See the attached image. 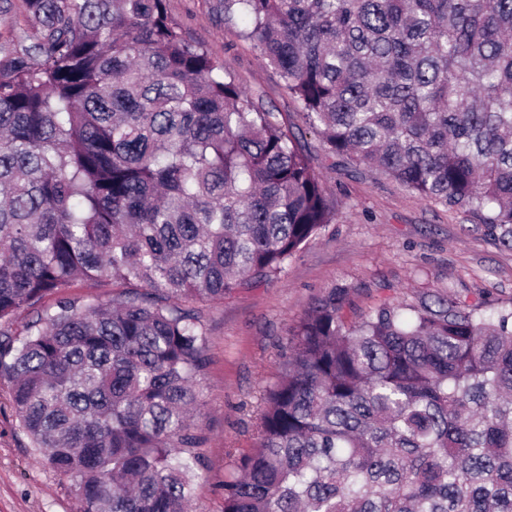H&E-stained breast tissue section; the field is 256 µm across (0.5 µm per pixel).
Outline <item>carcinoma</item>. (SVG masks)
<instances>
[{
	"label": "carcinoma",
	"instance_id": "1",
	"mask_svg": "<svg viewBox=\"0 0 512 512\" xmlns=\"http://www.w3.org/2000/svg\"><path fill=\"white\" fill-rule=\"evenodd\" d=\"M166 2L23 0L36 42L0 65V397L82 512H188L193 305L280 276L336 217L295 134ZM218 8L326 158L512 248V0ZM102 280L112 297L70 293ZM344 305L333 288L294 326L224 512H512V306Z\"/></svg>",
	"mask_w": 512,
	"mask_h": 512
}]
</instances>
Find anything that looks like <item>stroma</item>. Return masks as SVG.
Wrapping results in <instances>:
<instances>
[{"instance_id":"obj_1","label":"stroma","mask_w":512,"mask_h":512,"mask_svg":"<svg viewBox=\"0 0 512 512\" xmlns=\"http://www.w3.org/2000/svg\"><path fill=\"white\" fill-rule=\"evenodd\" d=\"M216 3L167 0V8L193 41L288 122L310 151L337 214L280 277L200 308L209 363L198 381L204 466L192 512H222L226 452L253 448L264 391L283 369L292 328L318 296L345 289L350 321L381 302L408 303L424 292L450 290L491 308L512 303V248L479 220L423 201L378 172L330 165L275 71L225 26ZM0 512H80L70 480L42 466L6 404L0 406Z\"/></svg>"}]
</instances>
